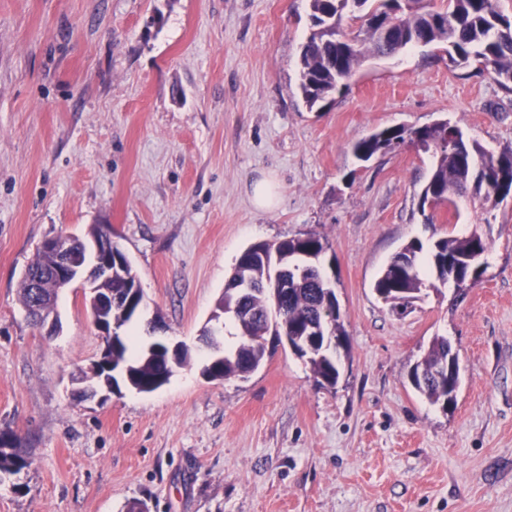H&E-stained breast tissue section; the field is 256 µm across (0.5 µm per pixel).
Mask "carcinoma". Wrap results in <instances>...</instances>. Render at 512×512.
<instances>
[{
	"label": "carcinoma",
	"mask_w": 512,
	"mask_h": 512,
	"mask_svg": "<svg viewBox=\"0 0 512 512\" xmlns=\"http://www.w3.org/2000/svg\"><path fill=\"white\" fill-rule=\"evenodd\" d=\"M348 12L363 14V34L350 37L344 32L342 23ZM310 20L312 32L301 47L298 83L310 110L322 109L323 103L368 58L389 56L420 45L444 49L448 61L455 66L475 60L501 86L512 83V16L504 15L496 0H447L446 7L437 9L430 8L425 0H408L406 4L400 0H310ZM420 132L427 139L424 152L434 158L420 199L432 194L452 202L469 183L478 192L486 189L489 197L496 190L512 192V149L495 156L476 140L458 141L456 137L464 132L451 123L448 130L437 134L420 127L383 128L356 141L352 154L361 164L377 155L383 143H411ZM327 247L320 234L309 232L273 243H255L240 254L234 272L248 274L251 291L240 300L238 342L224 350V358H208L203 366L208 379L225 381L258 369L265 360L268 336L278 340L288 335L297 345L307 340L305 333L309 327L316 326L322 328V339L331 336L340 342L346 338L340 309L328 300L329 289L320 274L302 282L288 281L281 311L276 316L269 315L273 301L267 289L273 273L288 270V263L298 253L321 256ZM476 251H487L486 241L476 228L461 237H440L427 245L413 240L392 257L376 280L374 291L393 311L403 314L422 290L438 283L446 285L450 271L455 272V288L466 287L475 279L468 259ZM51 263L49 254L37 250L28 269L38 274L40 287L35 289L29 281H22L23 305H49L57 301V281L46 274ZM135 279L136 272L128 266L115 271L108 284L124 301L112 306V320L105 321L108 326L115 325V335L106 337L109 351L95 375L115 386L121 380L139 393H152L169 382L175 369L190 361V354L187 346H182L176 361L165 371L147 349L132 352L129 337L121 331L138 317V301L126 295L127 290L135 287ZM457 359L447 338L434 337L409 370L412 388L431 404L448 410L460 387V373H450L440 382L429 374L436 365H452ZM309 364L315 377L336 385L339 370L335 354L313 357ZM30 465V456L20 446L10 452L0 447V472L22 471Z\"/></svg>",
	"instance_id": "cac0c4a2"
}]
</instances>
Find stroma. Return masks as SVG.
<instances>
[{"label": "stroma", "mask_w": 512, "mask_h": 512, "mask_svg": "<svg viewBox=\"0 0 512 512\" xmlns=\"http://www.w3.org/2000/svg\"><path fill=\"white\" fill-rule=\"evenodd\" d=\"M309 14V0H0V429L32 459L0 474V512H512V200L464 198L429 224L430 154L361 168L350 151L446 119L499 153L512 92L416 47L308 110ZM262 178L278 185L270 211L251 199ZM92 224L139 278L143 343L192 351L153 393L78 400L72 378L105 346L83 290L60 292L54 336L19 301L42 241ZM475 228L488 250L469 288L426 289L402 317L377 297L405 244ZM310 231L348 333L336 385L284 343L245 378L207 380L200 333L239 254ZM436 336L459 354L448 411L408 379Z\"/></svg>", "instance_id": "stroma-1"}]
</instances>
